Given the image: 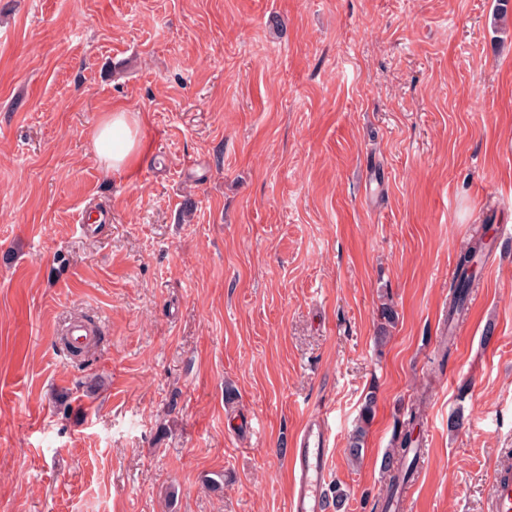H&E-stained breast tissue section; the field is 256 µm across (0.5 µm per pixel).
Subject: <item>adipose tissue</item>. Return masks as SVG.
<instances>
[{
    "label": "adipose tissue",
    "mask_w": 512,
    "mask_h": 512,
    "mask_svg": "<svg viewBox=\"0 0 512 512\" xmlns=\"http://www.w3.org/2000/svg\"><path fill=\"white\" fill-rule=\"evenodd\" d=\"M142 126L140 113L123 108L106 113L91 139L92 152L105 170L116 175L134 172L143 157Z\"/></svg>",
    "instance_id": "adipose-tissue-1"
}]
</instances>
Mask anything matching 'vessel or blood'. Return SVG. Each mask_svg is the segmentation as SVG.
<instances>
[{
	"label": "vessel or blood",
	"instance_id": "b4317fda",
	"mask_svg": "<svg viewBox=\"0 0 512 512\" xmlns=\"http://www.w3.org/2000/svg\"><path fill=\"white\" fill-rule=\"evenodd\" d=\"M329 437L318 424L303 431L291 468L296 492L291 512H322V485L325 478ZM493 512H512V465L501 466L491 484Z\"/></svg>",
	"mask_w": 512,
	"mask_h": 512
}]
</instances>
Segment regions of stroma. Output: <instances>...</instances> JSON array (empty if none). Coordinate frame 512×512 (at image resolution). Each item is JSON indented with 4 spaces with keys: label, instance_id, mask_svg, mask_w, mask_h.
I'll return each mask as SVG.
<instances>
[{
    "label": "stroma",
    "instance_id": "stroma-1",
    "mask_svg": "<svg viewBox=\"0 0 512 512\" xmlns=\"http://www.w3.org/2000/svg\"><path fill=\"white\" fill-rule=\"evenodd\" d=\"M497 4L0 0V512H289L316 420L345 512H381L420 394L399 512H490L512 459ZM116 104L146 118L123 177L90 148ZM479 233L492 248L441 366ZM81 318L99 328L83 366L62 342ZM486 247L487 243L483 236L480 235L475 238L472 245L461 253L458 258L454 284L450 288L448 312L444 321V333L440 341L442 364L448 358L454 345V332L460 319L466 313L468 296L477 285L481 257ZM376 398L368 394L362 405L360 416L355 429L351 432L347 443V452L352 462L357 463L364 450V441L367 433V426L371 422L375 410ZM408 420L405 424L407 427L406 436L399 443L397 448H393L388 452L385 459V467L387 471L392 472L390 477L387 496L385 498L382 511L387 512L394 501H398L400 495L406 489V486L414 478L415 462L420 455L421 448L414 444L413 433L415 427L419 424L421 414L418 405H412L409 411ZM412 458L409 460L410 455Z\"/></svg>",
    "mask_w": 512,
    "mask_h": 512
}]
</instances>
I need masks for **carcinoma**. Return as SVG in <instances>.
<instances>
[{
  "label": "carcinoma",
  "instance_id": "obj_1",
  "mask_svg": "<svg viewBox=\"0 0 512 512\" xmlns=\"http://www.w3.org/2000/svg\"><path fill=\"white\" fill-rule=\"evenodd\" d=\"M487 243L483 236H478L472 245L460 254L456 264V276L454 284L450 288L448 312L445 317V327L441 336V360H446L454 345V332L460 319L466 313L467 300L473 288L477 285V277L480 271L481 257L486 250ZM376 398L369 394L366 396L355 429L351 432L347 443V452L353 462H358L364 450V441L367 426L371 422L375 410ZM421 418L419 406L410 408L409 417L405 424L406 436L399 445L388 452L385 459V467L392 472L387 496L382 512H387L394 501L406 489V486L414 477L415 462L421 449L414 444L413 433Z\"/></svg>",
  "mask_w": 512,
  "mask_h": 512
}]
</instances>
